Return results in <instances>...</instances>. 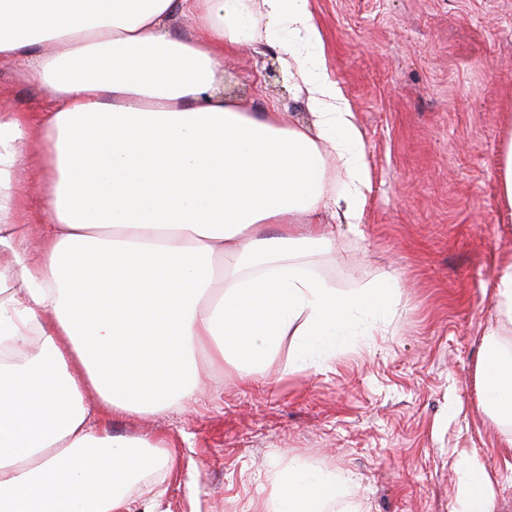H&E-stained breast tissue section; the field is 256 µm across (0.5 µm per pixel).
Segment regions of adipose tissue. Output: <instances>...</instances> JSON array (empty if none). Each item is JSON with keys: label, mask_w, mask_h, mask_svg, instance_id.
<instances>
[{"label": "adipose tissue", "mask_w": 512, "mask_h": 512, "mask_svg": "<svg viewBox=\"0 0 512 512\" xmlns=\"http://www.w3.org/2000/svg\"><path fill=\"white\" fill-rule=\"evenodd\" d=\"M252 10L321 42L308 0H0V58L22 62L53 100L36 115L0 110V348L40 340L23 362L0 361V512H157L159 494L136 505L125 487L174 455L92 428L88 390L110 416L186 404L201 351L250 377L291 334L288 369L300 371L390 315L393 277L345 293L293 260L330 248L331 205L361 223L370 190L353 115L319 57L284 48L283 72L308 101L304 127L210 93L225 49L262 41L242 24ZM177 20L190 38L174 35ZM30 157L37 224L12 178ZM227 253L239 266L219 286L212 262ZM483 360V404L512 424V352L490 339ZM349 481L289 468L264 512H333ZM488 487L466 461L459 512H491Z\"/></svg>", "instance_id": "1"}]
</instances>
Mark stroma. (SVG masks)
<instances>
[{"label":"stroma","mask_w":512,"mask_h":512,"mask_svg":"<svg viewBox=\"0 0 512 512\" xmlns=\"http://www.w3.org/2000/svg\"><path fill=\"white\" fill-rule=\"evenodd\" d=\"M321 66L346 99L371 181L363 220L327 214L336 241L297 263L353 292L400 284L371 336L292 372L285 336L265 374L203 363L187 407L105 418L113 435L163 439L159 512H263L291 464L348 473L359 512H457L461 465L477 458L492 512H512V425L483 407L487 337L512 349L495 286L512 261V209L497 156L512 138V0H309ZM285 31L225 51L222 75L249 112L310 122L294 84L272 76ZM0 60V107L42 112L49 92Z\"/></svg>","instance_id":"35a3bbf8"}]
</instances>
